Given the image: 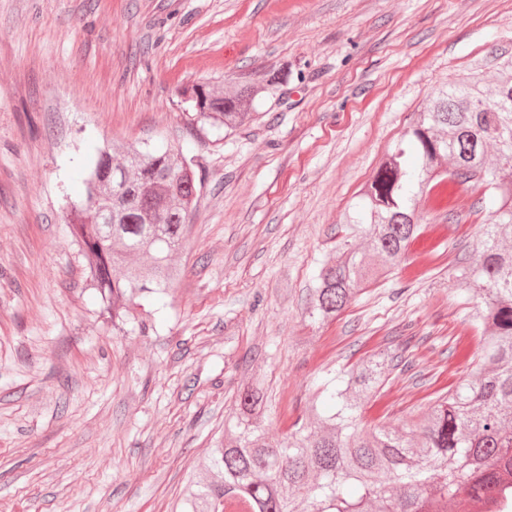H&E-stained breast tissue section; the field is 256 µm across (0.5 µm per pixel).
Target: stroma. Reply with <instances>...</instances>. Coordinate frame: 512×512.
I'll use <instances>...</instances> for the list:
<instances>
[{
    "label": "stroma",
    "instance_id": "stroma-1",
    "mask_svg": "<svg viewBox=\"0 0 512 512\" xmlns=\"http://www.w3.org/2000/svg\"><path fill=\"white\" fill-rule=\"evenodd\" d=\"M503 55L512 0H0V512H175L254 370L282 434L321 369L407 322L414 374L390 377L366 427L474 380L476 303L455 270L489 216L482 189L420 205L402 270L335 321L305 308L385 147L448 82L494 83ZM273 69L288 87L251 125L190 123L180 86L224 92ZM144 144L195 157L202 184L180 280L148 329H115L66 202L98 150Z\"/></svg>",
    "mask_w": 512,
    "mask_h": 512
}]
</instances>
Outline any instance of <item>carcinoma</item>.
<instances>
[{
	"instance_id": "obj_1",
	"label": "carcinoma",
	"mask_w": 512,
	"mask_h": 512,
	"mask_svg": "<svg viewBox=\"0 0 512 512\" xmlns=\"http://www.w3.org/2000/svg\"><path fill=\"white\" fill-rule=\"evenodd\" d=\"M287 76L244 82L217 94L205 83L179 88L194 121L236 130ZM116 158L99 152L84 199L70 206V229L89 261L90 285L112 325L144 324L143 301L180 278L174 256L186 241L197 204L194 159L179 150L131 146ZM484 190L490 222L471 262L458 269L457 291L480 300L472 316L481 347L470 364L477 379L437 394L430 407L396 429L366 430L362 408L392 370L413 367L411 325L397 350L321 372L312 410L286 435L264 420L268 388L257 371L235 400L227 437L212 449L206 475L189 482L181 512H492L512 491V78L450 83L434 93L383 153L371 182L345 214L365 241L345 243L309 288L313 322L336 316L366 288L407 259L421 235L422 201L448 207L456 186Z\"/></svg>"
}]
</instances>
